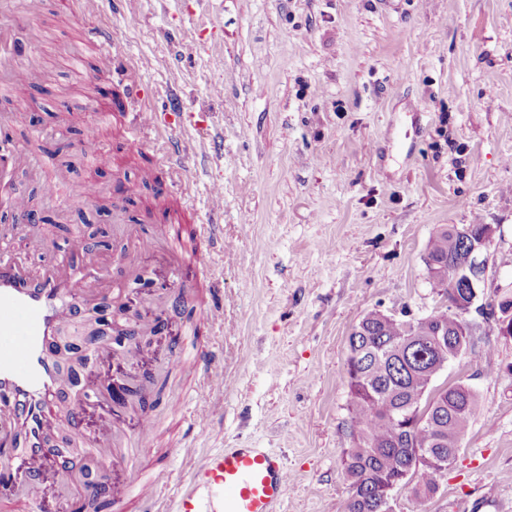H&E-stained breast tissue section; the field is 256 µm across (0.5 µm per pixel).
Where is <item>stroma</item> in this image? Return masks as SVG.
I'll return each mask as SVG.
<instances>
[{
	"label": "stroma",
	"instance_id": "stroma-1",
	"mask_svg": "<svg viewBox=\"0 0 512 512\" xmlns=\"http://www.w3.org/2000/svg\"><path fill=\"white\" fill-rule=\"evenodd\" d=\"M12 21L18 65L42 76L0 84V113L24 106L8 132L40 168L8 171L51 244L25 252L6 225L0 246L37 276L69 256L64 239L90 222L108 232L107 245L89 247L109 269L122 256L171 287L164 253L135 249L117 221L153 236L180 226L186 256L214 249L191 312L156 307L167 335L140 367L165 361L187 399L173 412L154 394L159 426L138 451L141 477L169 475L160 489L169 498L209 452L268 448L290 472L283 512H346L348 337L367 311L418 318L441 306L425 262L430 236L444 224H488V287L468 316L473 348L440 376L469 386L479 411L437 493L420 504L401 490L393 508L498 512L512 501V338L489 314L497 294L512 295V0H142L134 23L118 0H99L94 15L80 0H42L37 16L18 6ZM100 22L115 55L148 60L140 102L124 97L122 71H94L98 49L85 33ZM143 105L165 113L169 136L191 150L182 171L164 163L154 131L130 149ZM93 123L109 165L80 150ZM128 175L147 178L150 194L177 202L178 214L153 205L112 217L105 190ZM87 179L103 195L69 201V185ZM53 181L50 197L43 186ZM201 224L209 237L197 236ZM217 300L220 325L206 319ZM181 337L218 352L214 370L231 380L205 427L192 419L196 373L173 358ZM114 369L103 355L85 377L89 433L140 430L139 415L103 420L93 410L108 404ZM85 487L76 475L29 496L22 512H78Z\"/></svg>",
	"mask_w": 512,
	"mask_h": 512
}]
</instances>
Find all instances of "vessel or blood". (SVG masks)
<instances>
[{"mask_svg":"<svg viewBox=\"0 0 512 512\" xmlns=\"http://www.w3.org/2000/svg\"><path fill=\"white\" fill-rule=\"evenodd\" d=\"M91 42L98 44V65L111 70L115 63L112 53V34L100 28L89 32ZM18 53L10 27L0 24V74L10 78H27V71L15 68L13 60ZM14 211L24 209V198L16 190L4 168L0 167V205ZM73 252L82 256V263L61 261L42 279L33 280L25 267L9 253L0 254V386L11 389L15 402L8 413L9 423L25 425L30 430L31 443L20 456V473L40 477L50 465V454L42 440L50 423L49 398L58 385V374L52 366L47 347L56 324L69 318L65 298L70 288L78 283L95 284L96 270L86 262V248L75 241ZM213 253L205 249L184 261H175L173 273L179 281L188 275L209 274ZM189 361L199 370L200 379L195 392L194 420L205 425L214 413L210 400L213 393L224 386L222 377L212 371V359L193 354ZM156 423L142 425L141 435L105 440L75 429L80 447L93 452H111L112 464L130 470L134 461L130 449L141 447L144 438L156 431ZM289 473L284 459L266 448H223L209 454L194 466L187 480L180 483L175 503L157 498V480L133 478L130 488L136 498L155 501L157 512H210L198 496L207 489L210 496L219 498L221 512H278L288 495Z\"/></svg>","mask_w":512,"mask_h":512,"instance_id":"1","label":"vessel or blood"}]
</instances>
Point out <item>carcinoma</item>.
Returning <instances> with one entry per match:
<instances>
[{
    "label": "carcinoma",
    "instance_id": "1",
    "mask_svg": "<svg viewBox=\"0 0 512 512\" xmlns=\"http://www.w3.org/2000/svg\"><path fill=\"white\" fill-rule=\"evenodd\" d=\"M464 240L456 226L444 225L429 238L426 264L431 287L442 291L447 305L413 320L388 319L379 311L366 312L348 337L347 410L352 445L342 459L349 497L347 512H383L384 489L390 479L416 466L424 451L435 465L421 464L410 492L418 502L437 489V477L451 467L461 448L479 401L466 385H446L428 398L429 382L448 362L465 353L471 341L459 344V300L465 289L437 269L462 264ZM427 421L406 428L397 418L420 406Z\"/></svg>",
    "mask_w": 512,
    "mask_h": 512
}]
</instances>
